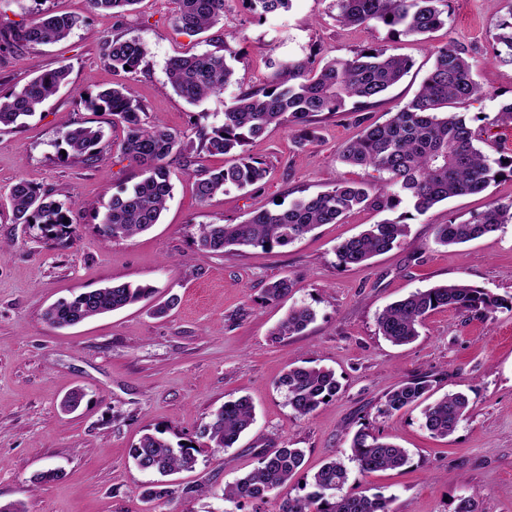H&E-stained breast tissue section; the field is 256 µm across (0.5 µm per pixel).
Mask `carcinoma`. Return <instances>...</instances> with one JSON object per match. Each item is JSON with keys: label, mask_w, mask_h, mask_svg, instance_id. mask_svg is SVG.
Listing matches in <instances>:
<instances>
[{"label": "carcinoma", "mask_w": 512, "mask_h": 512, "mask_svg": "<svg viewBox=\"0 0 512 512\" xmlns=\"http://www.w3.org/2000/svg\"><path fill=\"white\" fill-rule=\"evenodd\" d=\"M261 16L290 7L291 0H242ZM92 10L122 16L136 0H88ZM174 27L198 34L224 23L226 0H177ZM337 20L348 27L382 25L393 33L424 36L445 25L447 0H334ZM80 24L72 15H48L3 36L0 49L13 44L40 45L67 38ZM496 57L512 62V19L499 25ZM147 55L137 38L122 35L105 43L103 56L112 70L138 72ZM236 58L228 45L222 51L176 56L167 64V82L173 91L189 103L211 95H220L233 80L235 70L227 58ZM412 67L411 62L381 47L362 49L351 58H336L312 68L308 59H282L270 62L269 81L240 92L224 109L219 127H201L191 138L165 126H147L142 122V106L122 86L90 93L83 99L86 109L104 111L125 129L119 149L130 161L142 167L143 178L112 200L103 214L98 232L109 239L130 238L159 223L173 191L170 162L208 155H231L223 168L199 174L195 190L203 202L228 187L243 189L261 181L265 163L245 154L248 141L264 137L271 126L299 128V143L314 139L315 117L336 113L349 100L365 109L396 85ZM69 66L43 69L20 89L0 96V128L17 125L33 115L46 101L68 84ZM479 93L474 65L468 50L448 44L437 48L434 64L414 97L388 120L362 127L360 136L344 144L337 159L351 166L371 168L382 174V183L338 182L331 189L306 195L278 207L254 214L241 224H201L195 240L203 255L221 254L227 248L286 246L320 224H338L350 212L364 207L392 211L406 197L416 212L423 214L448 199L485 191L494 175L508 171L512 158L495 161L492 171L488 157L476 146L479 135L465 116L448 111ZM103 132L98 127L78 126L64 135L67 156L80 162L96 160ZM9 202L16 224H39L44 234L63 242L73 237L72 224L64 204L53 194L42 191L24 179L16 180L9 190ZM512 223V201L492 202L488 207L462 221L450 220L436 225L435 239L443 246L476 240ZM407 225L400 219L372 224L357 236L341 242L336 253L346 265H362L391 250L406 236ZM292 282L286 277L269 283L265 299L286 297ZM151 286L128 283L86 291L72 299H63L45 312V320L54 327L77 325L100 314L123 309L151 296ZM502 306L501 299L463 282L417 290L388 305L377 317L378 333L396 346L412 343L419 337L427 314L440 308H452L493 315ZM315 320L306 305L292 307L272 335L278 339L304 332ZM277 387L288 395V405L297 418L313 414L324 398L335 397L342 388L334 371L321 367H290L279 378ZM431 384L423 377L408 379L385 395L381 414L392 416L405 408L426 403L423 409L425 429L435 437L447 438L458 428L469 411V399L461 392H448L433 402ZM255 420L248 397L227 402L211 416L204 429L214 450L233 447ZM196 449L169 439L146 434L130 448L135 467L160 476L141 493L145 503L169 499L191 488L171 487L165 477L189 470L197 463ZM304 453L283 444L261 456L258 466L248 475L224 487V500L263 501L277 496L279 490L301 470ZM351 460L360 473L368 475L403 467L410 462L407 449L360 429L351 442ZM348 481V470L339 459L325 463L305 485L303 496L283 500L278 512H391L390 500L366 494H341Z\"/></svg>", "instance_id": "cac0c4a2"}]
</instances>
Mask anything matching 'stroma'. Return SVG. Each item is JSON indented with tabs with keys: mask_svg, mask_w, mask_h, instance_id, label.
I'll return each instance as SVG.
<instances>
[{
	"mask_svg": "<svg viewBox=\"0 0 512 512\" xmlns=\"http://www.w3.org/2000/svg\"><path fill=\"white\" fill-rule=\"evenodd\" d=\"M228 6L223 26L190 36L172 25L175 0H139L120 19L91 11L87 0H0L5 32L47 12L81 19L64 41L0 52V95L25 84L34 66L70 68L66 87L24 124L0 131V502H23L26 512H276V502L235 505L222 493L252 471L261 454L285 443L303 449L306 475L330 459L345 461V493L383 495L392 512H455L459 498L470 494L479 512H512V311L500 309L490 319L440 309L418 339L402 347L379 335L376 323L388 304L456 281L512 301V224L455 246L435 240L436 225L512 201V176L422 215L407 201L387 214L357 209L342 223L320 225L270 251L235 247L205 257L194 246L199 225L239 224L341 181L378 183V172L343 164L337 150L359 134V117L381 123L399 111L430 72L435 48L447 44L469 49L480 86L459 112L479 130V146L490 159L512 156V123H502L498 112L512 98V63L494 54L512 0H449L446 24L423 37L339 25L332 0H291L290 8L263 18L242 0ZM116 33L147 48L136 74H115L103 58L104 41ZM224 43L238 54L235 83L195 104L178 96L167 83L170 58ZM370 46L407 56L413 66L365 114L348 104L323 116L315 140L302 148L296 128L271 129L245 147L266 163L267 177L205 203L195 179L199 171L222 167L223 157L201 156L189 170L175 166L159 224L123 240L99 235L96 226L113 194L143 172L120 153L122 125L109 113L87 111L84 95L123 83L142 105L144 123L190 134L222 124L225 105L240 89L265 84L269 59L311 56L322 63ZM82 123L104 131L89 165L61 153L65 132ZM19 178L65 202L72 240L52 242L38 225L14 222L7 194ZM387 217L406 221L397 247L364 266L340 262V242ZM283 276L294 283L291 294L265 300L267 284ZM121 283L149 285L155 294L74 327L44 319L60 299ZM171 296L174 309L154 316L155 302ZM296 304L310 306L315 321L304 334L274 339V328ZM290 365L334 370L341 393L296 418L276 387ZM413 376L428 377L434 396L468 395L470 411L450 437H431L418 407L381 415L386 393ZM76 389L84 393L79 409L63 412V399ZM244 395L254 407L252 429L232 448L213 451L203 427L216 409ZM363 428L407 448L409 464L361 474L350 442ZM155 430L200 454L194 470L170 478L193 487V494L146 504L139 493L150 476L133 466L129 450ZM50 467L62 469L63 479L36 482Z\"/></svg>",
	"mask_w": 512,
	"mask_h": 512,
	"instance_id": "obj_1",
	"label": "stroma"
}]
</instances>
